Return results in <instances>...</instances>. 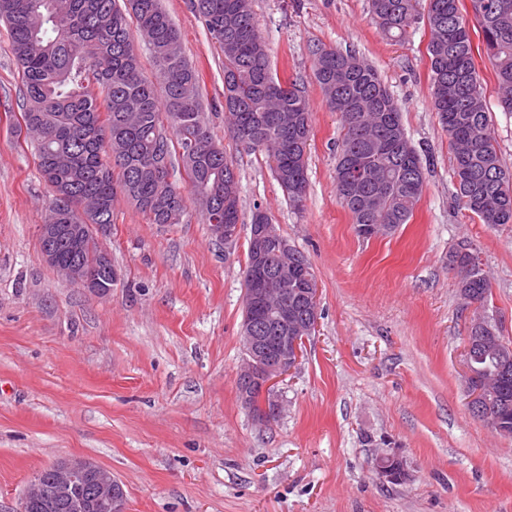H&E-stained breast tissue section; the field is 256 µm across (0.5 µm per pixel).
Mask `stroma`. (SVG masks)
Listing matches in <instances>:
<instances>
[{
  "label": "stroma",
  "mask_w": 512,
  "mask_h": 512,
  "mask_svg": "<svg viewBox=\"0 0 512 512\" xmlns=\"http://www.w3.org/2000/svg\"><path fill=\"white\" fill-rule=\"evenodd\" d=\"M199 76L210 133L239 179L238 235L211 237L183 168L177 224H153L117 195L102 243L114 280L97 295L41 257L53 199L21 130L23 85L0 22V512H18L30 476L89 458L121 482L127 512H512V438L468 408L464 346L472 311L448 267L466 240L489 277L485 312L512 340V224L490 227L454 200L452 151L431 103L426 23L390 40L369 0H252L272 72L298 82L312 113L307 190L289 204L265 152L224 121V58L188 0H161ZM474 62L498 153L512 169V112L481 33ZM350 50L400 106L426 168L408 224L358 237L336 197L338 113L312 75V51ZM308 259L319 316L295 368L274 388L286 405L257 423L237 397L244 268L254 210ZM409 477L379 479L378 456ZM377 474L379 479L389 483H404L408 479V471L402 458L396 453H381L377 458Z\"/></svg>",
  "instance_id": "obj_1"
}]
</instances>
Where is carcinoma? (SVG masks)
<instances>
[{
    "instance_id": "cac0c4a2",
    "label": "carcinoma",
    "mask_w": 512,
    "mask_h": 512,
    "mask_svg": "<svg viewBox=\"0 0 512 512\" xmlns=\"http://www.w3.org/2000/svg\"><path fill=\"white\" fill-rule=\"evenodd\" d=\"M461 0H429L428 54L432 102L454 156L456 199L489 226L512 224V172L505 169L491 132L490 113L473 60L469 21ZM476 23L496 70L499 105L512 112V0H488ZM191 10L224 56L227 131L267 153L288 199L306 194L311 112L301 88L271 72L252 0H189ZM418 0H369L373 20L389 38H402L418 17ZM134 20L164 83L158 98L143 75L130 36ZM9 49L22 73V119L39 172L53 193L50 224H84L82 245L62 251L55 266H91L99 252L89 224H112L122 193L154 224L180 223L185 199L171 181L174 159L184 167L205 219L224 210L239 223L240 196L232 161L214 142L202 112L198 75L181 48V35L160 0H0ZM312 71L328 108L340 115L336 195L361 225L394 233L410 221L421 199L425 168L407 136L395 98L374 67L348 51L318 46ZM104 92L99 100L92 86ZM172 134H167L165 127ZM360 163L364 181L350 187L347 165ZM448 251L458 262L456 286L486 300L487 278L467 269L475 249ZM269 260L293 267L307 258L267 249Z\"/></svg>"
}]
</instances>
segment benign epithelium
<instances>
[{
    "label": "benign epithelium",
    "mask_w": 512,
    "mask_h": 512,
    "mask_svg": "<svg viewBox=\"0 0 512 512\" xmlns=\"http://www.w3.org/2000/svg\"><path fill=\"white\" fill-rule=\"evenodd\" d=\"M211 232L232 242L238 233V226L224 223V215L214 214ZM252 239L258 249L267 242L276 241L280 250L289 248L288 242L272 224L252 225ZM40 252L47 264H52L56 253L64 246L72 247L75 239H64L56 229L51 231L39 227ZM103 262L99 267H72L65 278L88 289L99 291L98 269L106 268L110 259L102 251ZM244 311L240 329V341L245 351V365L239 373L237 394L244 407L250 406L253 390L257 389L266 399L265 407L257 415L258 420L270 422L278 417L283 402L274 390L275 380L291 371L298 363L302 345L314 330L318 318L316 281L309 283L304 297L308 315L300 316L288 309V268L282 266L273 271L263 262L251 267L244 276ZM497 369L493 376L506 378L512 372V346L499 344L490 346ZM478 357L471 343L465 346V381L476 378L482 369L477 366ZM468 405L475 408V417L485 422L495 433L511 437L512 433L500 426L491 413V407L498 401V393L488 383L477 388H467ZM377 474L389 483H403L408 471L402 458L396 453H382L377 458ZM36 504L45 512L69 507L76 512H125V496L120 482L112 472L86 459H73L55 463L34 473L20 503L19 512H27V506Z\"/></svg>",
    "instance_id": "obj_1"
}]
</instances>
